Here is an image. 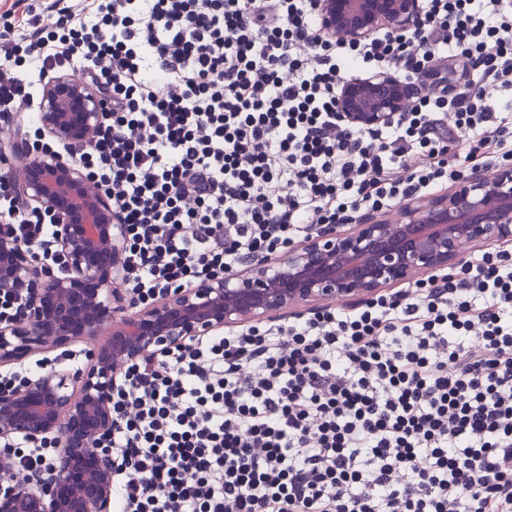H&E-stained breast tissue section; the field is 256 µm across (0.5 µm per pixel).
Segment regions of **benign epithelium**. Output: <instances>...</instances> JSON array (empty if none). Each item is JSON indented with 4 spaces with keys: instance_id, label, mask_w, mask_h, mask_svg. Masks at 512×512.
<instances>
[{
    "instance_id": "7a95c632",
    "label": "benign epithelium",
    "mask_w": 512,
    "mask_h": 512,
    "mask_svg": "<svg viewBox=\"0 0 512 512\" xmlns=\"http://www.w3.org/2000/svg\"><path fill=\"white\" fill-rule=\"evenodd\" d=\"M321 32L359 45L382 31L420 36L422 0H316ZM425 81L378 71L340 80L339 118L351 128L389 124L424 96ZM43 132L71 150L88 146L102 122L97 96L79 72L43 86ZM0 154L13 160L12 180L30 209L52 217L62 276L32 271L23 247L0 236V288L28 295L23 317L0 327V366L19 364L49 347L96 341L88 370L51 369L18 388H0V439L54 437L58 446L44 482L31 489L16 476L0 482V512H112V466L101 440L114 425L112 391L132 363L226 327L301 307L373 297L417 277L466 264L471 249L512 241V165L460 175L448 191L407 198L396 217L368 210L350 229L323 224L285 256L261 255L229 271L178 288L134 312L118 305L122 228L112 202L74 156L33 151L9 138Z\"/></svg>"
}]
</instances>
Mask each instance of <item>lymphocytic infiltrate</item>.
Listing matches in <instances>:
<instances>
[{
  "instance_id": "lymphocytic-infiltrate-1",
  "label": "lymphocytic infiltrate",
  "mask_w": 512,
  "mask_h": 512,
  "mask_svg": "<svg viewBox=\"0 0 512 512\" xmlns=\"http://www.w3.org/2000/svg\"><path fill=\"white\" fill-rule=\"evenodd\" d=\"M427 2L422 37L349 45L315 0H44L27 33L0 30V119L33 100L27 68L83 67L111 121L79 159L112 196L142 303L512 159V113L493 106L512 89V0ZM457 58L465 91L375 130L339 122L343 75ZM0 225L54 260L55 225L4 174ZM112 410V512H512V249L169 349L125 369ZM52 450L0 444L34 486Z\"/></svg>"
}]
</instances>
